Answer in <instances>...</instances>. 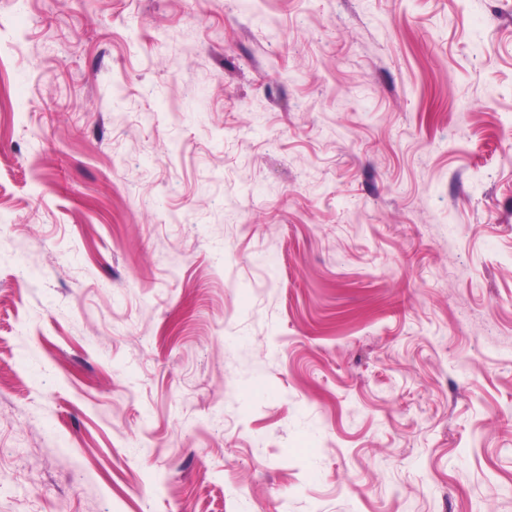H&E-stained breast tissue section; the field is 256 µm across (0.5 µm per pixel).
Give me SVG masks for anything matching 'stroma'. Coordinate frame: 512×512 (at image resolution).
Here are the masks:
<instances>
[{
	"label": "stroma",
	"instance_id": "35a3bbf8",
	"mask_svg": "<svg viewBox=\"0 0 512 512\" xmlns=\"http://www.w3.org/2000/svg\"><path fill=\"white\" fill-rule=\"evenodd\" d=\"M512 512V0H0V512Z\"/></svg>",
	"mask_w": 512,
	"mask_h": 512
}]
</instances>
